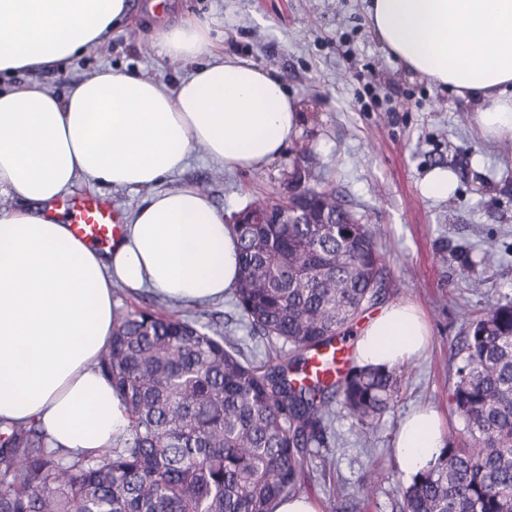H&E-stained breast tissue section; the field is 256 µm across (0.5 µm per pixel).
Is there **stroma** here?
I'll list each match as a JSON object with an SVG mask.
<instances>
[{
    "instance_id": "1",
    "label": "stroma",
    "mask_w": 512,
    "mask_h": 512,
    "mask_svg": "<svg viewBox=\"0 0 512 512\" xmlns=\"http://www.w3.org/2000/svg\"><path fill=\"white\" fill-rule=\"evenodd\" d=\"M366 0H131L132 19L111 40L65 63L61 74L36 79L61 94L66 82L103 67L175 82L182 62L160 58L159 32L179 20L210 21L225 54L248 58L282 75L304 114L285 153L258 171H229L195 151L189 168L165 188L194 182L226 216L255 201L286 199L294 169L307 171V187L332 190L362 215L385 254L393 282L384 304L409 302L431 330L425 355L397 365L398 398L363 443L353 419L337 409L326 456L307 460L302 489L324 512H399L409 479L393 456L394 439L409 411L434 407L445 427H462L452 389V346L472 318L503 297L512 298V152L481 139L470 125L471 107L433 82L404 70L367 28ZM451 172L445 198L422 194L434 170ZM494 242L493 265L467 270L466 255ZM480 290L469 286L472 279ZM171 314L215 323L243 338L256 362L270 350L251 337L232 297ZM349 494L334 502L329 486Z\"/></svg>"
}]
</instances>
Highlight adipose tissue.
<instances>
[{"instance_id": "adipose-tissue-1", "label": "adipose tissue", "mask_w": 512, "mask_h": 512, "mask_svg": "<svg viewBox=\"0 0 512 512\" xmlns=\"http://www.w3.org/2000/svg\"><path fill=\"white\" fill-rule=\"evenodd\" d=\"M128 0H0V77L51 72L101 45ZM368 25L411 73L472 105L486 140L512 141V0H371ZM207 21L162 30L159 57L186 64L176 85L103 68L65 94L33 82L0 88V420L42 427L71 455L116 446L129 420L98 358L112 339L114 289L203 305L236 286L238 242L196 185L164 188L196 149L228 170L256 171L297 135L286 82L227 56ZM146 193L111 246L96 249L54 206L77 184ZM388 337L378 347L379 337ZM429 329L411 304L385 307L359 333L360 362L419 357ZM432 408L405 416L395 439L412 475L443 448Z\"/></svg>"}]
</instances>
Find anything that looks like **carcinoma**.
<instances>
[{
  "instance_id": "cac0c4a2",
  "label": "carcinoma",
  "mask_w": 512,
  "mask_h": 512,
  "mask_svg": "<svg viewBox=\"0 0 512 512\" xmlns=\"http://www.w3.org/2000/svg\"><path fill=\"white\" fill-rule=\"evenodd\" d=\"M326 224H235V305L253 336L290 348L257 365L235 336L165 304L126 313L98 365L125 407L123 446L71 456L35 425L0 422V512H272L328 447L335 410L369 441L398 393L396 370L349 361L337 381L300 375L350 331L390 278L362 218L331 190ZM452 402L463 428L413 475L400 512H512V300L472 321Z\"/></svg>"
}]
</instances>
